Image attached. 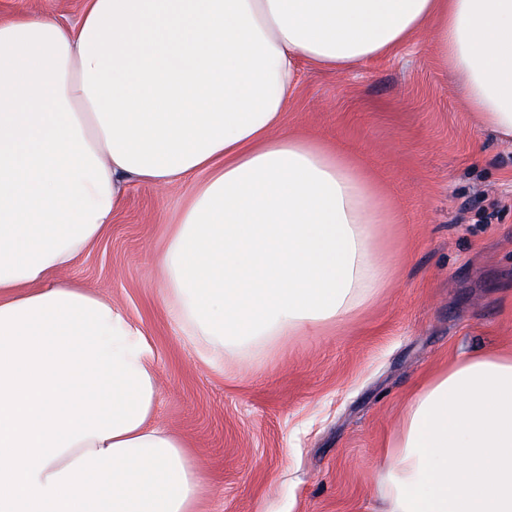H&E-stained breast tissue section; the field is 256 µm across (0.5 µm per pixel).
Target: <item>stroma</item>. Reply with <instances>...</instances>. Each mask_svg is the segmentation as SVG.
Masks as SVG:
<instances>
[{"mask_svg":"<svg viewBox=\"0 0 512 512\" xmlns=\"http://www.w3.org/2000/svg\"><path fill=\"white\" fill-rule=\"evenodd\" d=\"M85 0H0L78 22ZM284 121L354 159L396 221L388 288L333 323L206 362L161 301L156 253L188 193L133 183L65 278L112 300L153 347L154 422L204 482L199 512H370L412 392L460 351L512 348V144L476 122L429 35L347 72L302 65Z\"/></svg>","mask_w":512,"mask_h":512,"instance_id":"1","label":"stroma"}]
</instances>
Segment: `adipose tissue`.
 <instances>
[{
	"label": "adipose tissue",
	"mask_w": 512,
	"mask_h": 512,
	"mask_svg": "<svg viewBox=\"0 0 512 512\" xmlns=\"http://www.w3.org/2000/svg\"><path fill=\"white\" fill-rule=\"evenodd\" d=\"M432 29L482 126L512 138V0H87L0 19V512H197L153 423L146 333L60 280L134 182L191 189L156 263L212 360L336 321L388 286L376 184L286 129L297 64L347 70ZM372 512H512V349L409 397Z\"/></svg>",
	"instance_id": "adipose-tissue-1"
}]
</instances>
